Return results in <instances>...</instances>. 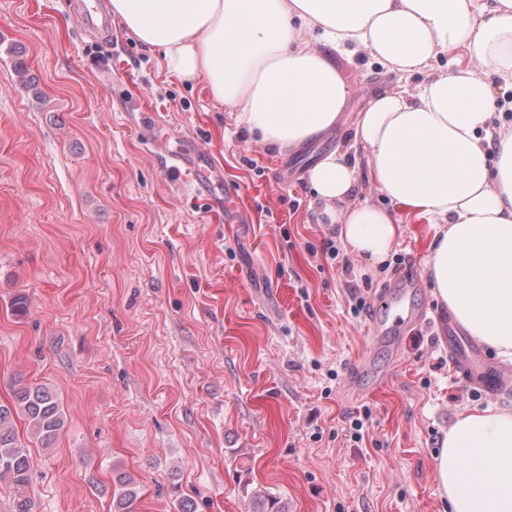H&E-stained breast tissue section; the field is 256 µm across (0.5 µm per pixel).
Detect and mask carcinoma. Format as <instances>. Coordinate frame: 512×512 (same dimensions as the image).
<instances>
[{
	"label": "carcinoma",
	"mask_w": 512,
	"mask_h": 512,
	"mask_svg": "<svg viewBox=\"0 0 512 512\" xmlns=\"http://www.w3.org/2000/svg\"><path fill=\"white\" fill-rule=\"evenodd\" d=\"M16 417L24 421L29 438L44 449L53 448L61 439L67 417L57 394L46 384L20 386L9 403L0 402V484L12 490V512H32L29 486L33 460L15 428ZM117 480L121 492L114 512H136L138 482L124 472ZM249 512H288V507L280 497L258 488L251 493Z\"/></svg>",
	"instance_id": "obj_1"
}]
</instances>
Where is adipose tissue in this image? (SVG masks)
Segmentation results:
<instances>
[{"label":"adipose tissue","mask_w":512,"mask_h":512,"mask_svg":"<svg viewBox=\"0 0 512 512\" xmlns=\"http://www.w3.org/2000/svg\"><path fill=\"white\" fill-rule=\"evenodd\" d=\"M112 15L167 70L206 78L238 104V127L278 151L334 131L349 96L328 56L368 57L402 74L456 52L453 68L359 112L352 149L391 207L435 228L425 273L470 335L512 363V0H111ZM335 150L309 182L340 238L383 263L400 232L389 210L355 200L357 165ZM448 512H512V410H463L435 457Z\"/></svg>","instance_id":"1"}]
</instances>
